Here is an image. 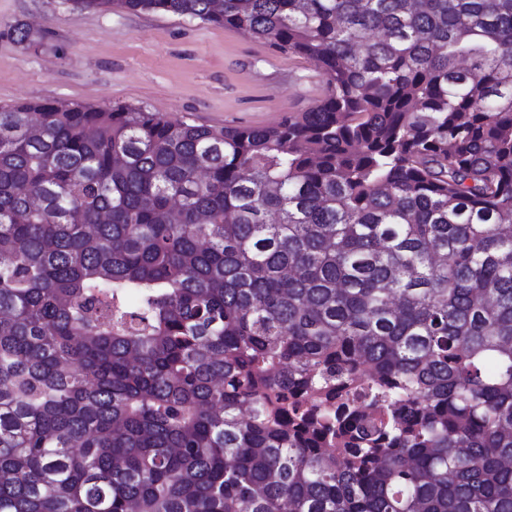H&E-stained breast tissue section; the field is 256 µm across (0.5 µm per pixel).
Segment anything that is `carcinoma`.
Segmentation results:
<instances>
[{
	"mask_svg": "<svg viewBox=\"0 0 512 512\" xmlns=\"http://www.w3.org/2000/svg\"><path fill=\"white\" fill-rule=\"evenodd\" d=\"M70 2L328 95L0 107V512H512V0Z\"/></svg>",
	"mask_w": 512,
	"mask_h": 512,
	"instance_id": "obj_1",
	"label": "carcinoma"
}]
</instances>
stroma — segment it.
Here are the masks:
<instances>
[{
	"mask_svg": "<svg viewBox=\"0 0 512 512\" xmlns=\"http://www.w3.org/2000/svg\"><path fill=\"white\" fill-rule=\"evenodd\" d=\"M34 43L18 42L15 26ZM307 59L233 29L164 13L87 11L69 0H0V106L59 99L132 104L213 126H269L316 106Z\"/></svg>",
	"mask_w": 512,
	"mask_h": 512,
	"instance_id": "1",
	"label": "stroma"
}]
</instances>
